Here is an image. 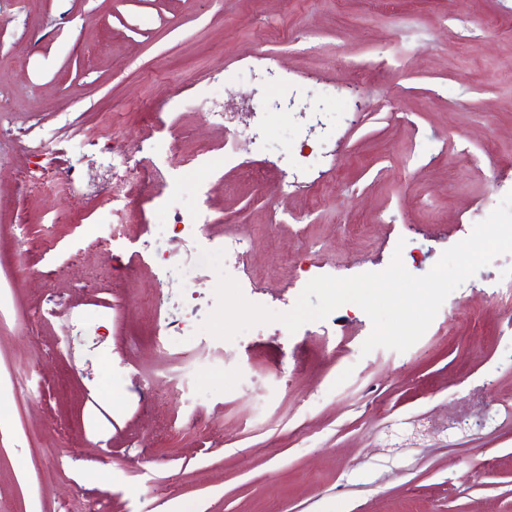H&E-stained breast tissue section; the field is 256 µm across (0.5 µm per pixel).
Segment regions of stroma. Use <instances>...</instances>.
Listing matches in <instances>:
<instances>
[{
    "label": "stroma",
    "mask_w": 512,
    "mask_h": 512,
    "mask_svg": "<svg viewBox=\"0 0 512 512\" xmlns=\"http://www.w3.org/2000/svg\"><path fill=\"white\" fill-rule=\"evenodd\" d=\"M277 55L298 104L330 114L331 159L293 168L242 150L210 175L211 233L250 235V301L286 312L309 263L390 265L399 225L419 228L415 275L512 190V0H0V512H512V324L490 286L497 256L399 353L362 354L367 315L335 335L278 322L195 360L185 427L164 378L182 353L156 346L160 309L144 263L81 250L109 234L110 146L167 113L182 150L223 146L225 103L265 89L243 62ZM361 84L347 124L336 94ZM68 159L75 190L23 178Z\"/></svg>",
    "instance_id": "stroma-1"
}]
</instances>
